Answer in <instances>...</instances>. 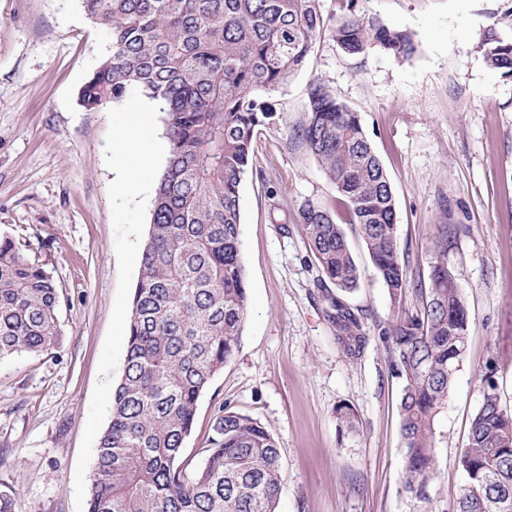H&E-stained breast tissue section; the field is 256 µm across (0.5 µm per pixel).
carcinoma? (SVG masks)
<instances>
[{"label": "carcinoma", "instance_id": "obj_1", "mask_svg": "<svg viewBox=\"0 0 512 512\" xmlns=\"http://www.w3.org/2000/svg\"><path fill=\"white\" fill-rule=\"evenodd\" d=\"M88 19L109 30L112 53L85 83L80 103L97 110L134 88L164 114L169 153L157 181L139 277L128 315L123 374L99 438L88 512H276L280 452L273 434L248 415L224 409L188 480L177 464L197 403L235 354L248 311L240 239L239 187L259 127L277 115L264 93L301 70L324 28L319 0H82ZM348 13L330 28L351 55L378 46L402 58L417 51L411 33L374 16ZM512 6L479 43L487 66L512 78ZM298 137L345 199L369 258L391 298L419 300L381 336L389 369L401 380L403 481L430 501L436 478L433 430L463 362L469 317L445 261L428 282L410 285L397 234L395 195L361 118L324 88L310 94ZM305 230L345 354L369 342L361 315L328 285L350 294L360 269L329 209L306 203ZM60 297L45 271L0 237V359L60 344ZM459 465L465 482L455 512H512V411L485 379ZM340 426L359 423L350 406Z\"/></svg>", "mask_w": 512, "mask_h": 512}]
</instances>
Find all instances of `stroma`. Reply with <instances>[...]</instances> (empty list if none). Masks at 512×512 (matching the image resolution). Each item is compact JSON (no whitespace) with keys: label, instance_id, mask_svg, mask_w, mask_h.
I'll return each instance as SVG.
<instances>
[{"label":"stroma","instance_id":"obj_1","mask_svg":"<svg viewBox=\"0 0 512 512\" xmlns=\"http://www.w3.org/2000/svg\"><path fill=\"white\" fill-rule=\"evenodd\" d=\"M350 2L410 32L417 51L350 55L325 32L302 70L270 92L279 118L259 128L239 188L249 310L237 351L197 403L179 462L195 475L227 404L276 439L277 512H453L464 483L459 453L486 373L512 410V79L478 49L512 0H320L326 23ZM111 50L80 0H0V235L56 285L63 334L51 351L0 360V493L12 495L14 512H76L78 453L118 287L108 110H86L79 92ZM317 85L359 113L384 164L410 282L428 278L440 229H450L445 258L470 329L435 422L437 477L426 506L403 486L401 382L379 338L418 303L390 298L297 135ZM308 201L335 212L362 272L346 298L371 336L357 359L336 340L315 259L293 222ZM343 404L359 415L355 432L338 427Z\"/></svg>","mask_w":512,"mask_h":512}]
</instances>
